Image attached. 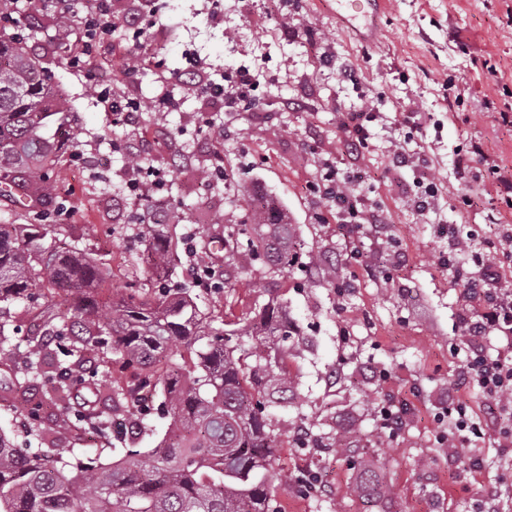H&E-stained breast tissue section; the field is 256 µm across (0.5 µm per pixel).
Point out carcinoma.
Returning <instances> with one entry per match:
<instances>
[{
    "label": "carcinoma",
    "mask_w": 512,
    "mask_h": 512,
    "mask_svg": "<svg viewBox=\"0 0 512 512\" xmlns=\"http://www.w3.org/2000/svg\"><path fill=\"white\" fill-rule=\"evenodd\" d=\"M0 196L17 204L62 207L55 167L70 138L67 101L23 41L0 29ZM252 222L267 232L246 241L224 240V249L242 251L277 272L293 262L284 242L288 224L273 206L256 207ZM44 224H0V384L17 373L47 379L42 402L56 411L36 436L51 448L85 433L103 444L101 452L78 455L30 453L0 433V512H278L269 476L277 437L267 408L274 395L291 391L284 360L295 329L281 304L270 300L244 322L234 313L213 325L200 310L195 282L167 285L175 248L157 233L146 244L148 260L163 274L143 298L112 299L99 308L94 291L108 270L83 249L67 251L45 243ZM72 299L71 316L48 305L25 345L11 344L19 333L11 307L19 302ZM235 326L231 331L224 325ZM232 336H252L240 348ZM207 340L206 350L194 344ZM182 343L187 355L173 365L163 357ZM119 365L125 382L102 375L88 353ZM161 400L141 409L130 424L139 435L143 417L169 419L155 446L120 448L112 442L107 411H119L145 390ZM360 492L383 496L391 487L364 472Z\"/></svg>",
    "instance_id": "cac0c4a2"
}]
</instances>
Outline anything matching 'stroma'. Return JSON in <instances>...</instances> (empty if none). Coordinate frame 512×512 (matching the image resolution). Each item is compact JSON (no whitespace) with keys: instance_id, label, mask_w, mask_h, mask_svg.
I'll return each mask as SVG.
<instances>
[{"instance_id":"stroma-1","label":"stroma","mask_w":512,"mask_h":512,"mask_svg":"<svg viewBox=\"0 0 512 512\" xmlns=\"http://www.w3.org/2000/svg\"><path fill=\"white\" fill-rule=\"evenodd\" d=\"M159 23L141 36L150 57L132 78L120 60L105 55L93 69L73 65L85 0H74L70 25L40 0H0L41 65L60 86L75 114L71 142L55 182L68 215L53 206L39 212L0 197L1 224H63L56 247L78 243L112 276L97 290L101 305L119 296L139 297L158 275L144 260L145 233L125 201L131 165L117 148L128 136L162 132L163 152L147 166L163 172L165 196L180 216V229L196 238L195 253H179L169 274L177 283L188 264L212 267L228 286L203 298L215 317L262 306L277 295L299 334L291 340L288 377L293 396L269 408L280 447L272 471L282 512H474L486 488L498 487L499 512H512V447L489 436L472 446L448 448L435 440V415L448 395L460 359L449 349L461 335L459 313L468 305L453 269L438 263L448 248L444 228L472 231L478 246L495 254L512 282V245L496 241L493 213L483 197L490 179L482 165L459 176L456 162L469 140L512 173V126L498 107L512 91V0H387L374 33L363 42L343 26L336 0H302L294 9H271L269 0H153ZM199 56L213 79L256 66L259 107L223 112L201 87L183 78L188 54ZM150 103L179 99L172 112H143L136 126L113 123L110 101L98 97L102 82ZM305 98L289 109L286 99ZM370 110L368 146L352 158L346 149L349 113ZM420 125L405 122L408 113ZM224 156V179L208 183L214 149ZM403 149L425 155L441 183L427 211H417L415 173L393 164ZM95 157L90 170L77 154ZM340 173L358 171L356 193L381 217L379 229L353 232L335 205L310 190L323 163ZM271 203L293 226L295 262L272 273L240 255L210 251L215 237L245 238L256 200ZM359 260H350V250ZM334 260L346 294L310 266L311 256ZM388 379H381L380 370ZM42 383L26 381L0 390V430L19 447L37 450L29 434L31 407ZM405 406L397 438L381 433L377 408ZM312 438L345 432L338 448L300 447L298 426ZM482 458L473 471L469 458ZM389 484V496L357 491L364 470ZM320 474L326 495L310 496L296 479Z\"/></svg>"}]
</instances>
